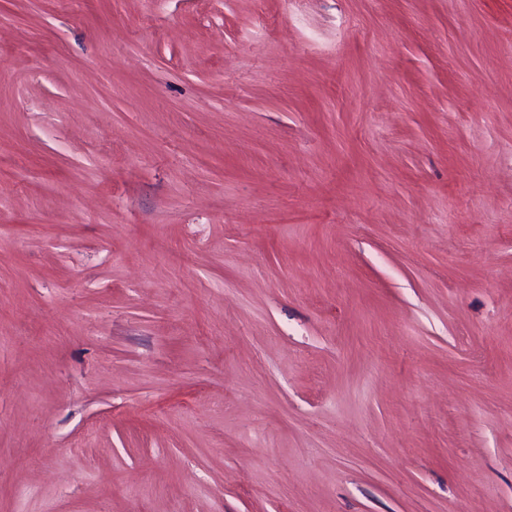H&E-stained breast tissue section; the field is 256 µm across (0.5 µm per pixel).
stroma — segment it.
Instances as JSON below:
<instances>
[{
    "label": "stroma",
    "mask_w": 512,
    "mask_h": 512,
    "mask_svg": "<svg viewBox=\"0 0 512 512\" xmlns=\"http://www.w3.org/2000/svg\"><path fill=\"white\" fill-rule=\"evenodd\" d=\"M0 37V512H512V0Z\"/></svg>",
    "instance_id": "stroma-1"
}]
</instances>
